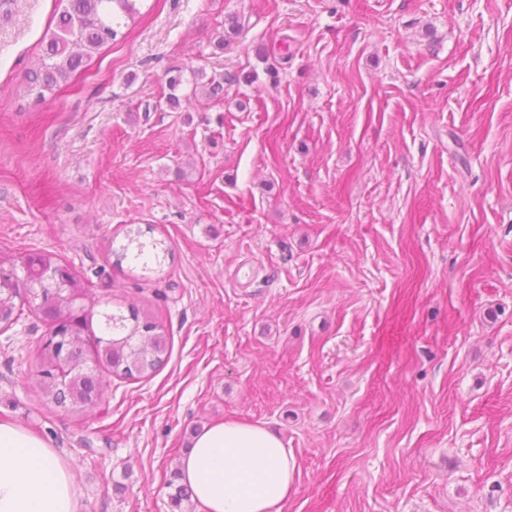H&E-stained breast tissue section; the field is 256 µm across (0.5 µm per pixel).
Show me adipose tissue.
<instances>
[{
    "mask_svg": "<svg viewBox=\"0 0 512 512\" xmlns=\"http://www.w3.org/2000/svg\"><path fill=\"white\" fill-rule=\"evenodd\" d=\"M297 462L266 426L205 425L178 462L203 512H283ZM0 512H79L68 462L22 426L0 422Z\"/></svg>",
    "mask_w": 512,
    "mask_h": 512,
    "instance_id": "1",
    "label": "adipose tissue"
}]
</instances>
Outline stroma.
<instances>
[{
  "label": "stroma",
  "instance_id": "stroma-1",
  "mask_svg": "<svg viewBox=\"0 0 512 512\" xmlns=\"http://www.w3.org/2000/svg\"><path fill=\"white\" fill-rule=\"evenodd\" d=\"M59 6L0 0V253L172 343L77 414L35 386L41 317L0 330V421L71 461L80 512H201L170 481L226 420L293 452L284 512H512V0H142L38 102ZM174 65L223 96L166 106ZM129 224L163 266L115 265Z\"/></svg>",
  "mask_w": 512,
  "mask_h": 512
}]
</instances>
